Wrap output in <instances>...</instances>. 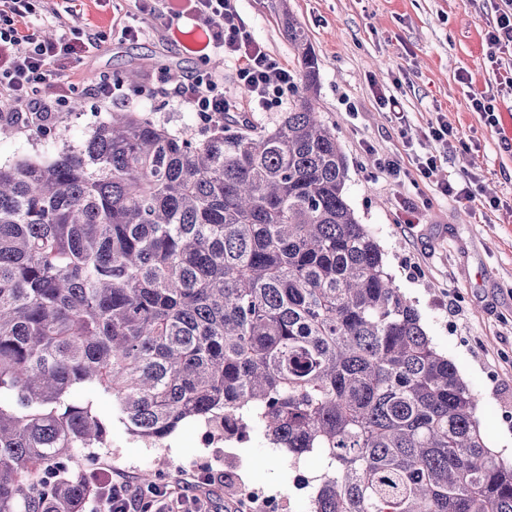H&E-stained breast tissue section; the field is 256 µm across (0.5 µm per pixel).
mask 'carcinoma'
<instances>
[{
    "label": "carcinoma",
    "instance_id": "carcinoma-1",
    "mask_svg": "<svg viewBox=\"0 0 512 512\" xmlns=\"http://www.w3.org/2000/svg\"><path fill=\"white\" fill-rule=\"evenodd\" d=\"M278 18L298 83L272 126L0 127L65 141L0 164V512H83L76 449L186 420L319 458L311 512H512V466L349 206L318 58Z\"/></svg>",
    "mask_w": 512,
    "mask_h": 512
}]
</instances>
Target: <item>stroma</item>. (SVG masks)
Segmentation results:
<instances>
[{
  "instance_id": "1",
  "label": "stroma",
  "mask_w": 512,
  "mask_h": 512,
  "mask_svg": "<svg viewBox=\"0 0 512 512\" xmlns=\"http://www.w3.org/2000/svg\"><path fill=\"white\" fill-rule=\"evenodd\" d=\"M276 3L239 0L238 9L248 34L291 65L294 52L279 31ZM69 6L65 26L38 13L21 28L57 36L67 28H89L101 35L98 49L65 61L61 74L39 90L41 99L63 112L72 132L100 118V104L90 92L99 75L116 78L136 67L141 95L130 101L131 109L170 128L203 133L195 113L152 93L160 71L194 69L192 35L166 40L167 18L161 15L145 20L146 36L125 41L112 25L121 13L134 12L133 0H69ZM288 7L319 58L317 103L347 159V201L384 249L389 271L437 349L476 394L490 448L512 465V94L498 92L485 56L486 30L495 18L491 0H288ZM380 91L399 100L409 135L379 108ZM475 91L495 94L496 126L474 112ZM75 99L81 102L76 111ZM439 114L464 141L445 156L423 137ZM430 154L440 158L439 178L461 185L467 174L477 175L483 207L470 210L424 181L393 183L377 168L378 159L391 157L411 169L416 157ZM400 196L421 209L422 223H403ZM493 198L499 207H489ZM452 304L458 314L449 313ZM206 429L203 422L182 424L153 448L116 433L111 447L83 456L82 466L88 474L104 469L116 477L149 472L159 485L222 473L226 482L202 488L212 512H243L240 490L253 486L277 495L281 512H310V495L297 493L293 480L300 472L321 473V463L309 459L292 466L287 450L271 447L257 424L249 439L227 440L218 448L204 444Z\"/></svg>"
}]
</instances>
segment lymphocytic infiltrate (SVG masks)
I'll list each match as a JSON object with an SVG mask.
<instances>
[{
    "label": "lymphocytic infiltrate",
    "mask_w": 512,
    "mask_h": 512,
    "mask_svg": "<svg viewBox=\"0 0 512 512\" xmlns=\"http://www.w3.org/2000/svg\"><path fill=\"white\" fill-rule=\"evenodd\" d=\"M37 0H0V118H12L26 112L36 119H48L51 107L39 99L40 85L56 75L55 63L61 58L81 55L95 47L100 35L94 30L74 31L48 40L22 32L17 22L34 10ZM143 14L163 11L169 20H190L201 31L205 43L198 50L199 66L184 74L167 71L164 82L155 91L176 99L209 121L232 111L231 100L224 95V78L210 68L211 54H223L235 66L240 91L256 109L266 110L283 102L296 86L292 69L273 58L263 46L246 33L238 11V0H185L180 7L167 0H140ZM496 21L485 34L487 56L496 63L495 80L500 90L512 93V65L501 67V55L512 48V0H498ZM87 512H207L206 502L196 493L193 483L179 492L166 487H143L124 478L103 473L100 490L86 501Z\"/></svg>",
    "instance_id": "lymphocytic-infiltrate-1"
}]
</instances>
